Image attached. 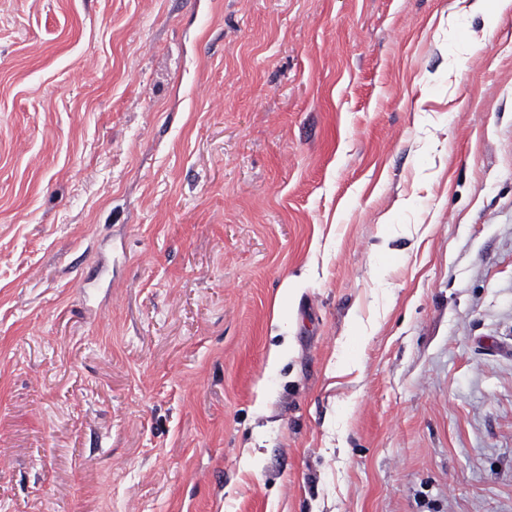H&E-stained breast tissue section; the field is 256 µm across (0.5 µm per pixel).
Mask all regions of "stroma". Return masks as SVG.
<instances>
[{
    "label": "stroma",
    "mask_w": 512,
    "mask_h": 512,
    "mask_svg": "<svg viewBox=\"0 0 512 512\" xmlns=\"http://www.w3.org/2000/svg\"><path fill=\"white\" fill-rule=\"evenodd\" d=\"M0 512H512V14L0 0Z\"/></svg>",
    "instance_id": "obj_1"
}]
</instances>
